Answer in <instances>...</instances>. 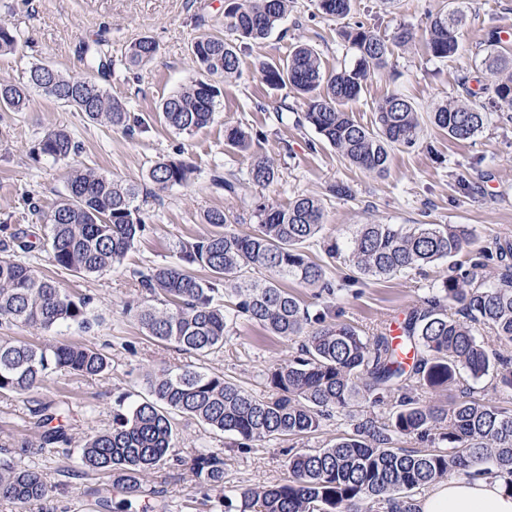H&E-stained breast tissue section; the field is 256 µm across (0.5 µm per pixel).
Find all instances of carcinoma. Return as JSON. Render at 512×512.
Here are the masks:
<instances>
[{
  "instance_id": "cac0c4a2",
  "label": "carcinoma",
  "mask_w": 512,
  "mask_h": 512,
  "mask_svg": "<svg viewBox=\"0 0 512 512\" xmlns=\"http://www.w3.org/2000/svg\"><path fill=\"white\" fill-rule=\"evenodd\" d=\"M464 0H447L430 16L428 49L435 58L458 53L466 23ZM354 0H316L325 16L345 18ZM288 0H224V36L202 35L191 44L199 78L161 101L160 119L178 134H190L213 119L224 81L239 73L242 47L266 39L286 17ZM356 51L353 66L323 70L312 48L298 45L279 60L261 66L265 84L290 89L309 99L298 119L306 122L352 165L370 173L387 171L391 151L413 147L420 139L421 121L403 94L386 96L377 106L374 127L355 121L344 106L360 98L371 74L384 69L396 48H405L413 33L401 27L387 40L356 22L343 31ZM493 40L481 60L486 76L484 96L462 83L465 96L454 105L430 113L431 124L457 141L484 132L491 116L512 110V56L500 53ZM155 41L142 37L130 44L127 69L140 67L157 53ZM73 107L90 120H106L132 134L147 128L144 118L131 114L128 104L87 77L44 70L34 65L25 80L0 84V109L22 112L32 90ZM253 138L231 128L227 142L248 150ZM39 152L53 162H67L76 153L70 135L57 131L39 143ZM193 168L179 160H160L148 180L163 190L190 182ZM278 179L269 162L251 156L248 182L266 187ZM140 187L122 179L73 169L64 200L46 215L47 232L33 242L19 232L0 243V326L29 327L46 332L59 325L90 328L87 297L76 296L40 276L20 259L35 245L52 263L77 275H101L123 265L146 228V216L136 205ZM256 224L240 234L221 209L204 214L213 227L207 236L179 243V263L133 272L146 294L162 298V306L142 305L135 318L154 341L172 344L186 353L207 356L224 347V339L239 322L255 324L274 336L298 342L294 355L266 372L267 396H257L224 375L186 367L163 369L150 381L148 396L129 404L121 398L112 411V426L84 437L78 464L112 474L121 499L113 512H132L133 501L145 494L148 476L168 461L177 433L173 415L198 420L208 428L235 437L242 448L282 437H304L323 422L368 403L390 407L389 418L363 416L349 431L322 448H293L288 479L267 487L224 485V457L203 448L191 458V469L208 493H219L224 512H415V492L454 472L471 477L492 474L512 494V411L470 396L465 386L491 377L512 388V359L490 349L477 336L478 327L492 330L497 341L512 345V242L494 247L454 266L452 273L412 310L402 325V342L413 351L412 362L400 359L387 332L370 336L351 324L338 322L336 288L326 266L305 253L304 245L322 238L328 258L353 268L361 279H380L421 270L459 255L467 246L468 230L453 224H362L347 240L323 236L321 200L301 195L282 209L255 205ZM493 266L498 282L483 271ZM261 267L270 278L257 281L249 272ZM208 273L202 278L195 273ZM292 279L317 289L325 298L310 311L281 280ZM234 297L232 310L224 294ZM458 307V317L448 306ZM108 353L94 347L59 341L37 347L14 336H0V393L28 395L52 374L68 371L86 377L104 374ZM464 386L450 405L426 404L417 388L446 391ZM45 447H61L72 437L53 403L36 402L31 410ZM415 438L423 448H397L396 441ZM48 483L35 467L0 461V496L18 512L43 501Z\"/></svg>"
}]
</instances>
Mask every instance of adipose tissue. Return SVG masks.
I'll list each match as a JSON object with an SVG mask.
<instances>
[{
    "label": "adipose tissue",
    "instance_id": "ef3b65f1",
    "mask_svg": "<svg viewBox=\"0 0 512 512\" xmlns=\"http://www.w3.org/2000/svg\"><path fill=\"white\" fill-rule=\"evenodd\" d=\"M416 512H512V495L495 477L451 478L431 486Z\"/></svg>",
    "mask_w": 512,
    "mask_h": 512
}]
</instances>
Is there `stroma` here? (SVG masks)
<instances>
[{"label":"stroma","instance_id":"stroma-1","mask_svg":"<svg viewBox=\"0 0 512 512\" xmlns=\"http://www.w3.org/2000/svg\"><path fill=\"white\" fill-rule=\"evenodd\" d=\"M358 3L357 12L340 19L318 13L316 0H292L281 26L268 39L240 52L241 75L225 83L213 121L187 135L165 127L157 108L162 99L197 78L190 46L199 36L223 35L224 0H0V27L21 38L16 51L0 54V83L22 81L36 64L67 75L89 73L148 122L146 131L127 135L40 92L33 93L25 111H0V240L15 227L41 235L44 214L64 197L67 167L37 150L45 135L59 129L77 146V167L140 184L138 204L148 219L123 268L100 276L59 269L38 250L28 258L41 275L92 297L94 323L86 331L62 325L39 334L15 328L12 336L39 345L55 340L78 343L112 356V367L103 376L59 372L35 396L0 394V459L38 468L51 488L30 512H99V500L115 498L112 476L78 467L75 443L111 426L119 396H146L150 374L193 366L267 395L264 373L288 356L290 342L260 326L241 324L226 337L223 349L195 356L145 336L132 313L144 302L134 271L177 262L180 241L210 232L203 218L207 210L230 213L238 220L237 231L246 233L257 202L284 208L294 197L312 194L323 203L326 235L340 240L362 224H460L470 231L464 249L468 256L492 247L496 239L512 240V122H493L468 141L449 139L446 131L425 125L420 143L393 149L387 171L376 175L350 165L312 126L299 124L307 100L267 86L259 72L260 62L286 58L302 43L319 53L326 71L350 67L356 55L341 36L345 26L360 21L388 37L406 26L414 33L411 45L395 50L387 67L371 75L361 97L346 110L360 124L372 126L378 103L399 92L426 114L456 100L461 80L479 78L477 65L489 37L499 28L512 27V0H468L462 48L448 59L432 57L426 48L430 16L442 0H397L391 8L380 0ZM144 36L156 41L157 54L145 65L125 70L122 61L128 47ZM98 46L108 52L113 66L91 72L87 51ZM235 127L255 135L251 153L228 145L226 132ZM254 153L274 164L277 182L266 188L252 185L235 196L225 194L218 177L245 175ZM162 159L193 165V181L157 190L146 175ZM337 185L346 186L347 194H334ZM450 267V262L440 261L420 273L359 281L349 266L332 264L329 277L344 286L336 300L339 319L366 334L389 326L419 307ZM35 398L65 406L62 422L73 446L41 447L29 419ZM174 422L178 436L170 459L147 479L151 494L146 501L153 512H206L203 490L190 470L196 450L222 449L231 485L268 486L287 479L289 448L323 447L351 424L349 417L339 416L308 437L259 442L244 453L234 437L193 418L178 415Z\"/></svg>","mask_w":512,"mask_h":512}]
</instances>
